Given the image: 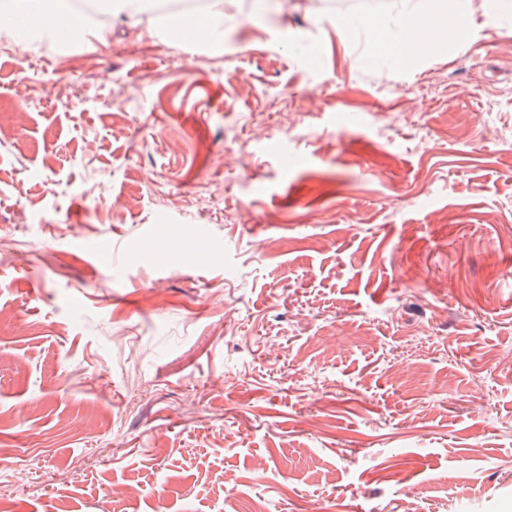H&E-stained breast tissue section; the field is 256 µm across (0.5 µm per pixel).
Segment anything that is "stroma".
Instances as JSON below:
<instances>
[{
    "label": "stroma",
    "instance_id": "35a3bbf8",
    "mask_svg": "<svg viewBox=\"0 0 512 512\" xmlns=\"http://www.w3.org/2000/svg\"><path fill=\"white\" fill-rule=\"evenodd\" d=\"M311 2L0 51L12 512H512V0ZM424 27L428 32V38H432V42L439 38V34L435 32L432 36L431 25H427L416 19L410 18L402 25V33L400 39L393 40L388 36L385 30H381L379 44L382 46L385 43H390L393 47V53L396 57V61L401 66L412 65L420 56L422 51V44L417 35L418 28ZM178 249V243L174 239H168L146 254L145 258L156 267L167 266L175 260Z\"/></svg>",
    "mask_w": 512,
    "mask_h": 512
}]
</instances>
